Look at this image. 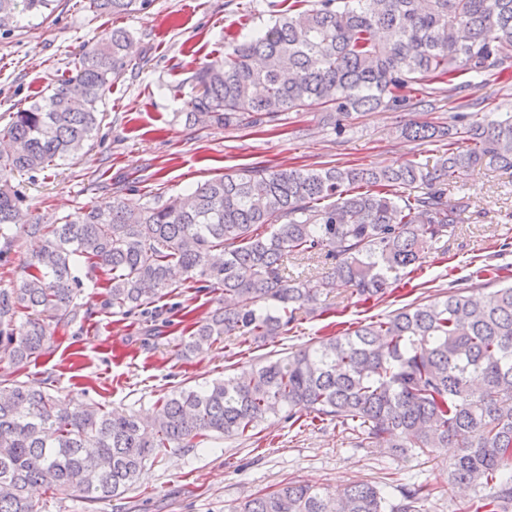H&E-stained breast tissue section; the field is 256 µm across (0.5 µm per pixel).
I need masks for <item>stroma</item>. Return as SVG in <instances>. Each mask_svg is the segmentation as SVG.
Returning <instances> with one entry per match:
<instances>
[{
  "label": "stroma",
  "instance_id": "obj_1",
  "mask_svg": "<svg viewBox=\"0 0 512 512\" xmlns=\"http://www.w3.org/2000/svg\"><path fill=\"white\" fill-rule=\"evenodd\" d=\"M88 0H58L47 19L24 17L0 29V128L10 112L70 75L82 46L112 27L132 36V61L106 90L100 129L87 154L37 173L14 174L25 196L21 215L51 222L77 217L109 200L143 202L182 193L220 173L261 164L319 169L334 164L384 166L396 160H435L441 143L411 141L399 130L409 121L446 123L459 105L457 93L433 92L435 109L364 112L337 125L324 113L286 112L255 127H220L187 117L196 95L191 76L223 57L229 41L265 27L288 0H147L143 9L112 19L86 7ZM469 110L481 115L512 112V82L479 83L467 91ZM471 206L454 234L428 254L412 277L415 293L397 289L368 303L350 284L338 283L322 298V313L298 311L296 325L262 342L224 338L206 353L178 352L192 322L214 306L213 294L186 291L161 301L167 325L159 340L146 339L137 315L113 313L104 294L87 286L90 320L59 331L49 355L16 369L0 364V380H57L60 395L88 388L105 409L125 408L150 419L156 401L189 387L248 369L257 360L320 340L334 321L376 319L411 302L434 298L449 282L469 279L489 266L512 278V171H457L448 199ZM40 244L18 233L0 256V289L16 287ZM455 451L436 448L399 458L382 447H356L350 430L302 414L294 423L274 418L254 438H230L191 450L176 449L147 464L124 499L88 508L79 497H36L38 512H232L242 500L295 481L335 490L355 482L415 486L421 512H467L469 497L448 484Z\"/></svg>",
  "mask_w": 512,
  "mask_h": 512
}]
</instances>
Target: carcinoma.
<instances>
[{
  "label": "carcinoma",
  "instance_id": "obj_1",
  "mask_svg": "<svg viewBox=\"0 0 512 512\" xmlns=\"http://www.w3.org/2000/svg\"><path fill=\"white\" fill-rule=\"evenodd\" d=\"M56 0H0V28L43 16ZM146 0H89L122 15ZM293 0L257 35L228 43L192 76L188 115L258 126L283 113L354 112L411 102L416 84L465 91L512 69V0ZM115 28L84 47L75 74L13 113L0 129V256L11 248L24 201L15 173L78 156L99 126L97 107L130 60ZM470 75L471 80L458 78ZM445 128L411 122L412 140L445 138L429 164L319 169L245 167L167 199L93 205L25 232L42 240L18 287L0 289V362L17 368L53 351L55 336L88 317L85 283L104 305L144 312L178 286L207 290L217 306L193 324L181 355L225 336L273 338L315 312L337 281L365 301L421 269L454 233L470 201L448 202L458 170H512V113L455 115ZM314 261L316 279L288 277V261ZM56 379L0 388V512H35L33 491L89 504L120 499L149 462L173 448L245 436L271 417L307 411L381 442L396 456L456 448L448 484L472 492L470 512H512V284L487 299L450 284L440 297L343 326L314 345L265 358L239 375L159 398L151 425L105 411L86 391L56 396ZM387 497L356 482L331 492L284 483L232 512H420L417 492Z\"/></svg>",
  "mask_w": 512,
  "mask_h": 512
}]
</instances>
